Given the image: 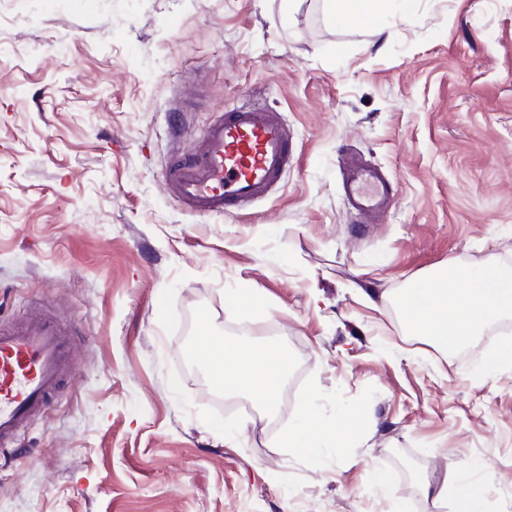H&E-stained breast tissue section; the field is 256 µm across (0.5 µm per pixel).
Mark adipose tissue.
Listing matches in <instances>:
<instances>
[{
  "instance_id": "1",
  "label": "adipose tissue",
  "mask_w": 512,
  "mask_h": 512,
  "mask_svg": "<svg viewBox=\"0 0 512 512\" xmlns=\"http://www.w3.org/2000/svg\"><path fill=\"white\" fill-rule=\"evenodd\" d=\"M401 306L413 334L451 349L512 314V276L491 261L476 270L444 271L409 289ZM193 350L217 385L261 401L272 400L290 365L287 350L271 341L227 339L208 330L197 335ZM424 492L436 505L455 496V512H486L485 487L460 471L439 483L426 482Z\"/></svg>"
}]
</instances>
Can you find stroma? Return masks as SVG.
I'll return each mask as SVG.
<instances>
[{"label": "stroma", "instance_id": "35a3bbf8", "mask_svg": "<svg viewBox=\"0 0 512 512\" xmlns=\"http://www.w3.org/2000/svg\"><path fill=\"white\" fill-rule=\"evenodd\" d=\"M283 2L0 0V318L52 311L76 348L0 451V512H440L421 479L472 466L512 512V316L445 353L401 312L447 265L512 271V0L343 25ZM254 102L293 136L280 186L182 207L171 161ZM346 149L393 185L381 223L354 221ZM206 327L287 349L271 403L190 363ZM307 406L363 440L284 447Z\"/></svg>", "mask_w": 512, "mask_h": 512}]
</instances>
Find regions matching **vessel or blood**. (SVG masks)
Segmentation results:
<instances>
[{"mask_svg": "<svg viewBox=\"0 0 512 512\" xmlns=\"http://www.w3.org/2000/svg\"><path fill=\"white\" fill-rule=\"evenodd\" d=\"M292 157V136L277 112L228 106L188 158L168 174L177 200L202 215L241 212L267 198ZM344 193L358 223L374 224L394 193L383 172L347 154ZM74 368L72 347L49 317L0 323V446L12 444Z\"/></svg>", "mask_w": 512, "mask_h": 512, "instance_id": "b4317fda", "label": "vessel or blood"}]
</instances>
